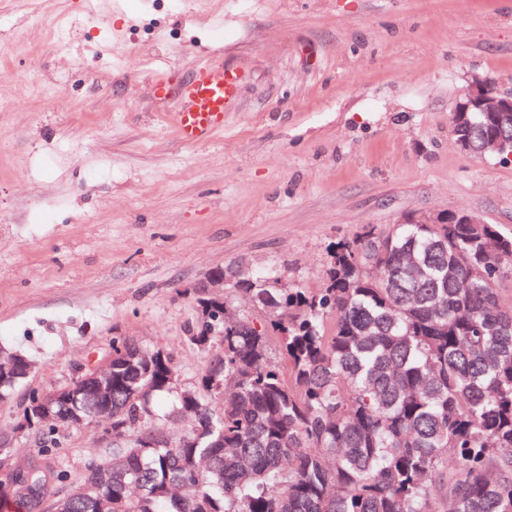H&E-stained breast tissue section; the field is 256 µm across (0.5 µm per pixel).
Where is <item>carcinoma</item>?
Segmentation results:
<instances>
[{
  "instance_id": "obj_1",
  "label": "carcinoma",
  "mask_w": 512,
  "mask_h": 512,
  "mask_svg": "<svg viewBox=\"0 0 512 512\" xmlns=\"http://www.w3.org/2000/svg\"><path fill=\"white\" fill-rule=\"evenodd\" d=\"M512 139L478 112L455 128L480 152ZM321 287H292L276 269L233 277L224 302L200 301L216 348L196 386L177 390L161 350L112 340V429L126 440L71 506L67 474L54 512H512V234L494 224H394L329 248ZM247 297L259 322L234 318ZM277 339L280 361L270 356ZM174 395L196 431L169 436L153 400ZM24 418L58 447L42 416L92 421L99 389L77 381Z\"/></svg>"
}]
</instances>
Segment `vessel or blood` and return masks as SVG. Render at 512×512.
Listing matches in <instances>:
<instances>
[{"label": "vessel or blood", "instance_id": "vessel-or-blood-1", "mask_svg": "<svg viewBox=\"0 0 512 512\" xmlns=\"http://www.w3.org/2000/svg\"><path fill=\"white\" fill-rule=\"evenodd\" d=\"M242 75L236 68L221 64L200 65L183 84L182 101L174 115L181 141L193 144L224 129V114L236 98Z\"/></svg>", "mask_w": 512, "mask_h": 512}]
</instances>
